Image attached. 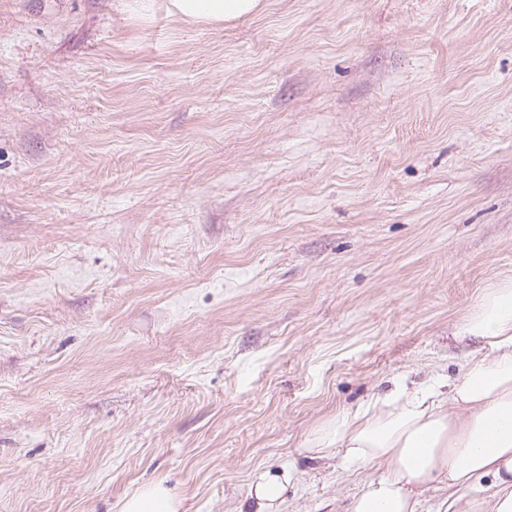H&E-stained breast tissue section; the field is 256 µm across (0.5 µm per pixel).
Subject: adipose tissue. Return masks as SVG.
I'll return each instance as SVG.
<instances>
[{
  "label": "adipose tissue",
  "mask_w": 512,
  "mask_h": 512,
  "mask_svg": "<svg viewBox=\"0 0 512 512\" xmlns=\"http://www.w3.org/2000/svg\"><path fill=\"white\" fill-rule=\"evenodd\" d=\"M187 23L219 26L258 13L262 0H165ZM459 338L481 341L489 354L470 357L454 381L401 387L353 409L337 411L313 432L307 455L345 449L359 465L380 469L352 499L348 512H417L420 497L442 484L449 493L438 512H512V279L488 288L457 327ZM493 477L491 493L476 486ZM292 468L258 472L247 512H282ZM163 483L139 487L119 512H181Z\"/></svg>",
  "instance_id": "adipose-tissue-1"
}]
</instances>
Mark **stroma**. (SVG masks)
Returning a JSON list of instances; mask_svg holds the SVG:
<instances>
[{"label":"stroma","mask_w":512,"mask_h":512,"mask_svg":"<svg viewBox=\"0 0 512 512\" xmlns=\"http://www.w3.org/2000/svg\"><path fill=\"white\" fill-rule=\"evenodd\" d=\"M126 2L0 0V512H343L312 431L512 277V0ZM166 11L187 23L220 26L262 11V0H164ZM292 478L290 466L258 472L251 481L246 512H283ZM182 507V501L162 482H152L125 497L119 512H181Z\"/></svg>","instance_id":"35a3bbf8"}]
</instances>
